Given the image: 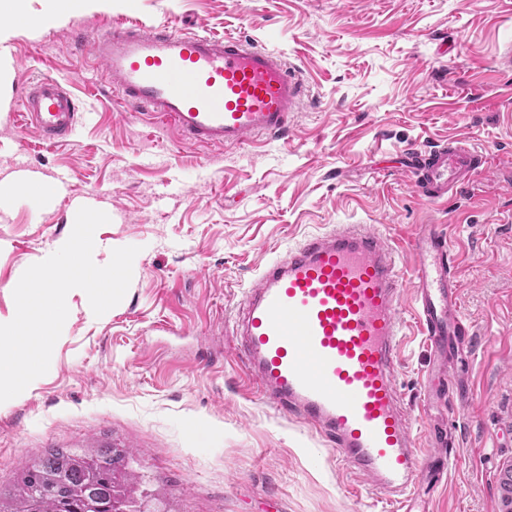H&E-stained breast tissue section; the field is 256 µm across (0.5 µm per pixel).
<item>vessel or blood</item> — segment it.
<instances>
[{
	"instance_id": "b4317fda",
	"label": "vessel or blood",
	"mask_w": 512,
	"mask_h": 512,
	"mask_svg": "<svg viewBox=\"0 0 512 512\" xmlns=\"http://www.w3.org/2000/svg\"><path fill=\"white\" fill-rule=\"evenodd\" d=\"M75 49L89 52L127 107L170 125L180 140L223 148L282 135L300 111L305 84L283 56L229 34L175 32L140 22L113 25ZM82 114L60 82L43 77L26 91L18 120L46 144L67 141ZM457 137L406 150L403 168L418 195L440 202L460 194L485 164ZM413 312L431 352L455 360L473 330L461 313L460 253L436 225L410 242ZM400 255L362 224L305 238L266 263L247 289L233 333L262 396L312 426L340 464L367 478L369 495L409 512L424 450L449 447L447 429L425 438L402 410L395 371L404 336Z\"/></svg>"
}]
</instances>
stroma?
<instances>
[{
  "label": "stroma",
  "instance_id": "stroma-1",
  "mask_svg": "<svg viewBox=\"0 0 512 512\" xmlns=\"http://www.w3.org/2000/svg\"><path fill=\"white\" fill-rule=\"evenodd\" d=\"M33 0L10 39L0 79V181L54 179L53 202L0 213V319L25 269L68 239L72 208L111 211L93 260L139 247L124 299L103 316L85 296L48 372L0 403V487L52 448L111 446L171 512H383L353 493L357 478L301 420L249 389L240 342L225 330L261 267L306 236L363 224L398 252L420 225L450 234L462 255L463 313L473 326L467 400L444 421L456 439L446 475L422 480L413 512H512V0H114L48 29ZM120 20L234 34L280 51L308 86L280 139L223 149L189 145L126 111L100 69L73 52ZM57 79L83 118L70 142L42 145L14 118L24 90ZM451 137L487 167L458 198L421 199L399 169L403 149ZM434 366L423 336L403 348L397 388L413 433L435 424L422 383Z\"/></svg>",
  "mask_w": 512,
  "mask_h": 512
}]
</instances>
